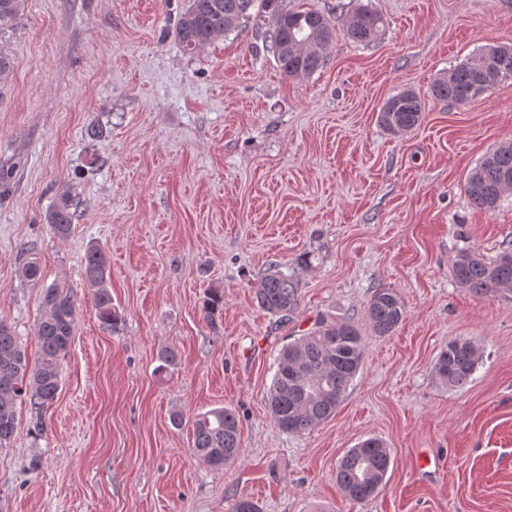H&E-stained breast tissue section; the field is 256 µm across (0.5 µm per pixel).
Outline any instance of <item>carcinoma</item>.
Segmentation results:
<instances>
[{"instance_id":"obj_1","label":"carcinoma","mask_w":512,"mask_h":512,"mask_svg":"<svg viewBox=\"0 0 512 512\" xmlns=\"http://www.w3.org/2000/svg\"><path fill=\"white\" fill-rule=\"evenodd\" d=\"M26 0H0V37L21 19ZM267 25L265 41L281 72L288 77H307L322 68L336 40L330 19L316 10L288 8L287 0H188L175 27V36L186 51H195L251 20ZM384 25L382 15L366 5L355 10L345 25L353 42L373 40ZM493 54L484 47L432 84L434 97L465 105L479 98V84L490 72ZM13 68L10 48L0 40V83ZM422 103L405 90L388 98L379 111V123L388 132L406 131L418 125ZM512 190V145L488 152L465 182V192L480 209L494 210ZM71 192L65 189L48 216L59 239L72 229ZM455 283L481 298L512 294V249L488 259L475 250H461L451 265ZM84 277L95 288L94 305L102 324L114 329L122 317L112 308L109 261L100 248L89 250ZM301 281L297 272L275 264L267 269L254 289L258 306L281 322L288 321L300 302ZM43 314L35 327L38 351L30 360L19 336L0 321V449L10 446L18 424L17 404L24 401L42 415L56 398L63 361L74 340L77 301L73 294L55 285L43 289ZM224 311V292L210 288L204 295L200 315L207 326L218 329ZM371 327L379 336L391 334L403 320L405 305L390 289L375 292L367 304ZM479 355L467 340L448 342L433 367L436 376L450 388L465 386L472 377ZM364 361V345L358 328L350 321L332 317L315 330L284 345L278 353L276 371L269 389L272 422L279 431L299 435L329 418L342 401L350 382ZM241 446L239 421L228 408L196 415L193 421V452L212 468L236 460ZM391 465V453L382 440L368 438L349 449L336 469L337 486L347 499L364 503L376 496Z\"/></svg>"}]
</instances>
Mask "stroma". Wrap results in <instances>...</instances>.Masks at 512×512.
<instances>
[{
  "label": "stroma",
  "instance_id": "stroma-1",
  "mask_svg": "<svg viewBox=\"0 0 512 512\" xmlns=\"http://www.w3.org/2000/svg\"><path fill=\"white\" fill-rule=\"evenodd\" d=\"M366 1L385 25L356 44L343 29ZM187 4L27 0L5 35L0 321L33 353L43 288L77 305L56 399L38 423L19 404L0 450V512H232L241 498L261 512H512V299L474 297L450 274L460 250L512 247V192L487 212L464 190L487 152L512 144V82L465 106L431 92L473 51L512 47V0H288L338 31L324 67L301 78L279 71L254 21L184 52L174 31ZM404 90L422 120L392 134L378 113ZM66 187L79 207L61 240L47 215ZM95 246L114 330L83 277ZM305 253L299 307L279 322L254 288L270 263ZM209 288L224 291L216 332L200 317ZM382 289L406 306L388 336L367 317ZM332 316L359 327L364 364L332 417L279 432L266 404L276 356ZM455 339L479 361L451 389L433 365ZM165 350L175 367L162 368ZM222 406L241 448L216 470L192 452V421ZM370 437L392 464L354 504L336 467Z\"/></svg>",
  "mask_w": 512,
  "mask_h": 512
}]
</instances>
